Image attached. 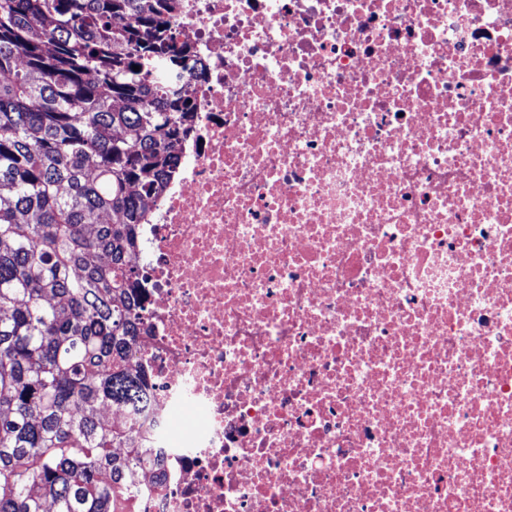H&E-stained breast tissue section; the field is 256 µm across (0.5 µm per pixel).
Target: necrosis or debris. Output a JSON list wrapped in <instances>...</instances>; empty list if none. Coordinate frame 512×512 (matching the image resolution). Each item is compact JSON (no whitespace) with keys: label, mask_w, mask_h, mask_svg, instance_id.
<instances>
[{"label":"necrosis or debris","mask_w":512,"mask_h":512,"mask_svg":"<svg viewBox=\"0 0 512 512\" xmlns=\"http://www.w3.org/2000/svg\"><path fill=\"white\" fill-rule=\"evenodd\" d=\"M185 2L139 512H512V0Z\"/></svg>","instance_id":"necrosis-or-debris-1"}]
</instances>
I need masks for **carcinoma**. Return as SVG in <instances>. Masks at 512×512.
Returning <instances> with one entry per match:
<instances>
[{
	"label": "carcinoma",
	"mask_w": 512,
	"mask_h": 512,
	"mask_svg": "<svg viewBox=\"0 0 512 512\" xmlns=\"http://www.w3.org/2000/svg\"><path fill=\"white\" fill-rule=\"evenodd\" d=\"M184 8L0 0V512H123L137 480L135 258L197 111Z\"/></svg>",
	"instance_id": "carcinoma-1"
}]
</instances>
